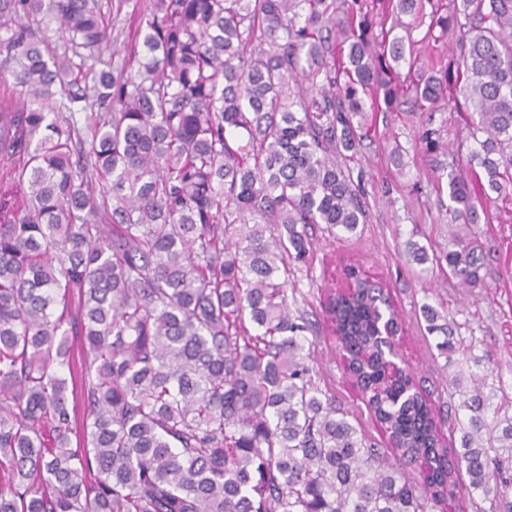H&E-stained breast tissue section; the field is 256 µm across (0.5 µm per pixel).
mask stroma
Listing matches in <instances>:
<instances>
[{"instance_id":"35a3bbf8","label":"stroma","mask_w":512,"mask_h":512,"mask_svg":"<svg viewBox=\"0 0 512 512\" xmlns=\"http://www.w3.org/2000/svg\"><path fill=\"white\" fill-rule=\"evenodd\" d=\"M112 18V46L104 56L121 62L131 41L134 18L149 13L153 0H102ZM465 105L440 104L431 111L377 113L364 148L353 162L366 191L369 218L356 233L329 236L317 233L312 260L288 281V298L314 322H322L320 299L325 290L346 286L344 270L354 266L362 275L380 280L388 289L404 320L400 350L422 379L424 389L441 412L454 413L461 397L455 377H468L477 367L492 371L494 385L512 393V196L484 202L490 223L474 227L484 248L483 287L469 290L436 273H422L405 254L408 240L441 249L450 233H465V226L450 228L445 207L447 194L437 191L446 182L452 155L468 151L473 142L465 130ZM434 131L443 150L426 153L421 142ZM444 304L462 335L472 337L471 362H445L435 349L436 339L425 333L423 303ZM330 394L356 417L377 441L376 429L357 391L344 376L334 341L321 336L314 352Z\"/></svg>"}]
</instances>
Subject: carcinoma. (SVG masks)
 I'll list each match as a JSON object with an SVG mask.
<instances>
[{"label":"carcinoma","instance_id":"carcinoma-1","mask_svg":"<svg viewBox=\"0 0 512 512\" xmlns=\"http://www.w3.org/2000/svg\"><path fill=\"white\" fill-rule=\"evenodd\" d=\"M357 3L153 0L115 70L102 0H0V512H462L463 491L512 512V396L490 372L450 447L413 371L378 393L401 321L382 284L328 295L381 446L288 306L307 228L367 222L355 118L452 88L476 147L449 224L512 187V0ZM421 28L454 45L447 68L414 73ZM405 252L483 287L465 235ZM420 311L438 355L471 359L443 306Z\"/></svg>","mask_w":512,"mask_h":512}]
</instances>
